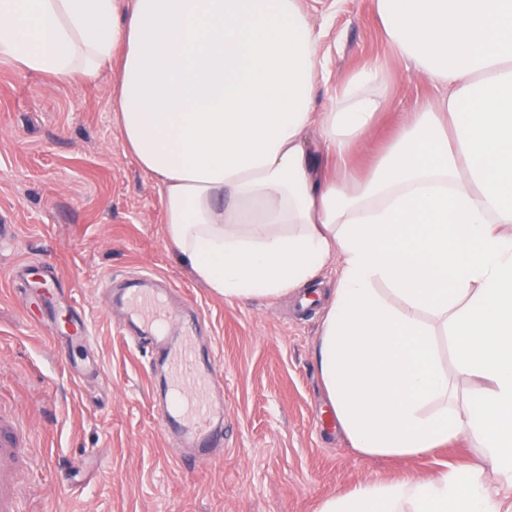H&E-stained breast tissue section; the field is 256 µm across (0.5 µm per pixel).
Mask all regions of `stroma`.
I'll list each match as a JSON object with an SVG mask.
<instances>
[{
  "label": "stroma",
  "instance_id": "obj_1",
  "mask_svg": "<svg viewBox=\"0 0 512 512\" xmlns=\"http://www.w3.org/2000/svg\"><path fill=\"white\" fill-rule=\"evenodd\" d=\"M320 32L325 80L315 107L364 68L384 66L388 102L349 165L369 169L405 113L434 98L389 44L372 0H300ZM117 82L62 86L21 76L0 60V414L31 427L29 448L46 466L32 475L24 512H317L327 497L366 479L433 478L478 463L469 438L433 455L360 454L332 415L314 346L336 281L328 265L323 300L227 302L212 295L164 235L156 181L125 148L112 99ZM48 260L62 277L61 302L84 310L91 343L75 346L73 365L55 359L59 340L27 308L24 265ZM150 274L170 289L178 319L197 317L199 347L215 360L224 394V449L188 469L175 465L157 419L148 344L133 346L120 290Z\"/></svg>",
  "mask_w": 512,
  "mask_h": 512
}]
</instances>
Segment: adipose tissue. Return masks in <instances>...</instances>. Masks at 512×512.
Segmentation results:
<instances>
[{
	"instance_id": "obj_1",
	"label": "adipose tissue",
	"mask_w": 512,
	"mask_h": 512,
	"mask_svg": "<svg viewBox=\"0 0 512 512\" xmlns=\"http://www.w3.org/2000/svg\"><path fill=\"white\" fill-rule=\"evenodd\" d=\"M439 94L347 176L387 102L353 74L316 111L319 38L299 0H0V59L61 84L116 72L123 142L160 189L166 239L227 301L306 292L337 262L316 362L352 447L420 457L470 436L482 460L366 480L318 512H512V0H373ZM318 129L336 174L317 169ZM430 315L473 388L448 405Z\"/></svg>"
}]
</instances>
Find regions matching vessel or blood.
<instances>
[{"instance_id":"1","label":"vessel or blood","mask_w":512,"mask_h":512,"mask_svg":"<svg viewBox=\"0 0 512 512\" xmlns=\"http://www.w3.org/2000/svg\"><path fill=\"white\" fill-rule=\"evenodd\" d=\"M36 270L40 280L30 302L39 307L54 297L56 278L47 275L45 265H37ZM125 302L128 316L142 322L155 351V363L169 369V387L159 419L165 432L178 438L185 449L178 462L191 466L194 453L223 447L224 406L214 400L211 381L200 367L192 328H183L178 336L171 334L159 289H126ZM48 328L57 336L84 342L90 339L86 316L72 306H64L62 315L52 316ZM40 467V460L24 448L18 426L0 422V512H22L29 491L25 478Z\"/></svg>"}]
</instances>
